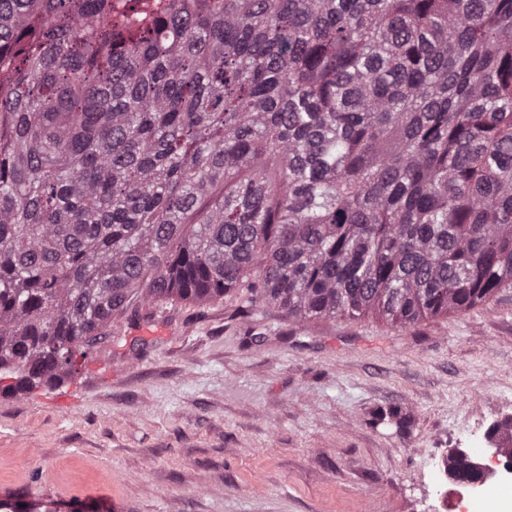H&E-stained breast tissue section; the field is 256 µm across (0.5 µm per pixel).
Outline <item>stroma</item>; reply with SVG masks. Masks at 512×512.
<instances>
[{"instance_id":"1","label":"stroma","mask_w":512,"mask_h":512,"mask_svg":"<svg viewBox=\"0 0 512 512\" xmlns=\"http://www.w3.org/2000/svg\"><path fill=\"white\" fill-rule=\"evenodd\" d=\"M507 415L510 288L404 329L147 301L78 374L0 396V512H441L432 459Z\"/></svg>"}]
</instances>
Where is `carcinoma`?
I'll return each mask as SVG.
<instances>
[{"mask_svg":"<svg viewBox=\"0 0 512 512\" xmlns=\"http://www.w3.org/2000/svg\"><path fill=\"white\" fill-rule=\"evenodd\" d=\"M0 393L141 301L405 328L512 288V0H0Z\"/></svg>","mask_w":512,"mask_h":512,"instance_id":"1","label":"carcinoma"}]
</instances>
